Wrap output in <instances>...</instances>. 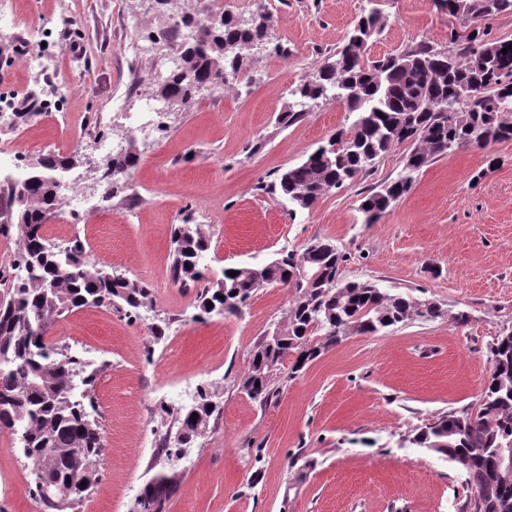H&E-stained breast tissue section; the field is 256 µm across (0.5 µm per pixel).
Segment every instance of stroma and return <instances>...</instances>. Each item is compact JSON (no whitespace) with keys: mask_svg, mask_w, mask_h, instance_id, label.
<instances>
[{"mask_svg":"<svg viewBox=\"0 0 512 512\" xmlns=\"http://www.w3.org/2000/svg\"><path fill=\"white\" fill-rule=\"evenodd\" d=\"M16 20L0 29V102L17 112L0 122V150L31 163L72 154L71 177L99 196L87 159L126 140L138 156L106 211L49 221L51 245L81 241L89 262L147 284L138 316L109 307L57 318L46 340L81 353L97 370L94 417L102 428L100 479L73 512H133L159 467L152 448L171 429L170 410L197 386L219 394L220 413L174 466L166 512H463L471 494L445 457L412 445L441 414L475 410L489 371L488 347L512 330V141L470 147L430 161L411 191L374 224L359 211L358 187L291 209L270 190L352 118L342 104L310 103L289 126L292 89L345 43L358 18L379 10L383 26L367 59L419 40L447 46L459 20L433 0H224L245 18L268 17V48L242 53L251 83L228 81L162 116L164 132L140 137L134 121L152 111L166 67L137 44L168 18L141 0H9ZM43 44L46 78L21 48ZM283 48L275 55L273 46ZM182 224L209 241V276L261 265L313 239L345 254L341 276L387 292L429 299L443 315L322 350L294 378L278 377L267 403L239 389L250 351L288 326V289L257 291L239 315L195 318V288L171 276L172 236ZM466 322H457V314ZM165 334L153 336L152 326ZM32 482L17 438L0 434V512H45L9 481Z\"/></svg>","mask_w":512,"mask_h":512,"instance_id":"1","label":"stroma"}]
</instances>
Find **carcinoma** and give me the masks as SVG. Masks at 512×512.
I'll return each mask as SVG.
<instances>
[{
  "label": "carcinoma",
  "mask_w": 512,
  "mask_h": 512,
  "mask_svg": "<svg viewBox=\"0 0 512 512\" xmlns=\"http://www.w3.org/2000/svg\"><path fill=\"white\" fill-rule=\"evenodd\" d=\"M433 2L462 22L464 32L453 29L448 35L450 51L423 40L368 61L359 45L348 42L296 85L292 95L300 110L283 113L279 123H295L304 107L320 99L344 104L354 119L333 134L337 150L312 152L285 169L273 192L309 210L323 195L357 183L405 143L408 152L397 178L359 192V209L374 224L410 192L415 175L432 159L512 140V38H492L482 28L488 17L512 13V0ZM179 19L185 28L194 25L198 36L172 44L180 66L168 74L166 83L157 85L156 97L180 108L188 107L201 87L223 85L229 75L238 74L242 51L260 42L269 22L260 18L251 28L241 27L232 14L217 15L209 8ZM463 93L478 98L477 107L468 106ZM137 162L130 150L112 156L105 177L109 188H114V176ZM73 165V157L49 153L11 176L28 184L26 220L13 223L21 247L10 268L0 272V432L25 434L21 448L33 475L46 473L64 490L43 502L46 512H67L91 491L98 480L103 440L99 422L89 412L96 370H88L89 364L77 355L47 345L45 333L55 318L74 309L119 304L135 314L150 295L145 284L107 278V270L87 261L83 246L55 248L44 237L42 227L54 216L49 178ZM172 246L173 280L183 286L205 282L196 293L201 316L218 308L225 316L238 315L261 288L280 285L289 290L288 329L277 341L264 336L255 344L240 381L251 387L248 396L262 403L268 402L273 380L283 374L292 355L294 374L345 336L374 334L414 316L430 320L441 315L435 302L407 293H384L365 281L336 284L345 257L328 240H311L261 266H230L215 286L207 285L209 279L200 271L209 242L198 228L180 225ZM304 254L312 275L299 282L295 259ZM231 271L236 276H229ZM488 358L479 407L437 417L412 443L445 456L465 473L474 490L470 512H512V487L496 479L498 448L512 442V330L490 344ZM78 381L85 390L75 402L70 393ZM212 398L209 390L198 391L195 419L175 412L174 424L187 438L194 439L197 426L216 419L219 408L212 406ZM165 503L153 501L146 490L134 512H163Z\"/></svg>",
  "instance_id": "cac0c4a2"
}]
</instances>
